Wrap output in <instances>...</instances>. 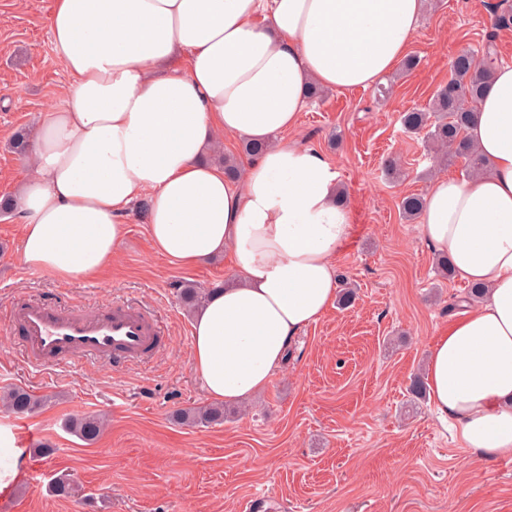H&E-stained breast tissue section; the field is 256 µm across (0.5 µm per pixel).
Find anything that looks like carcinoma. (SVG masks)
I'll list each match as a JSON object with an SVG mask.
<instances>
[{
	"label": "carcinoma",
	"instance_id": "cac0c4a2",
	"mask_svg": "<svg viewBox=\"0 0 512 512\" xmlns=\"http://www.w3.org/2000/svg\"><path fill=\"white\" fill-rule=\"evenodd\" d=\"M496 60L494 34H488L483 47V60L463 51L450 63V77L430 100L427 109H413L401 116L402 126L407 133L426 131V139L435 150V160L448 162L462 159L470 172L479 173L486 163L466 137V129L473 116L474 104L484 92L487 66ZM424 199L409 195L402 199L400 207L403 216L411 220L423 207ZM8 409L15 414H31L44 406L49 397L37 396L23 387H15L3 396ZM172 419L186 426H208L224 422V407H188L175 411ZM68 430L79 440L93 442L103 431V421L97 415L72 418Z\"/></svg>",
	"mask_w": 512,
	"mask_h": 512
}]
</instances>
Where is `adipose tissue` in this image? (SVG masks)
<instances>
[{"instance_id":"obj_1","label":"adipose tissue","mask_w":512,"mask_h":512,"mask_svg":"<svg viewBox=\"0 0 512 512\" xmlns=\"http://www.w3.org/2000/svg\"><path fill=\"white\" fill-rule=\"evenodd\" d=\"M425 4L55 0L52 48L71 81L38 122L13 202L23 263L64 282L100 274L147 198L160 255L192 267L230 254L236 279L199 310L192 358L211 400H250L333 307L334 259L353 232L336 172L286 133L309 85L381 83ZM178 53L186 68L171 66ZM229 135L267 144L239 179L202 160ZM468 137L486 172L435 177L418 228L486 294L436 336L425 380L459 447L495 459L512 456V64L491 68Z\"/></svg>"}]
</instances>
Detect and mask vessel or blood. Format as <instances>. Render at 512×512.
Wrapping results in <instances>:
<instances>
[{
  "label": "vessel or blood",
  "instance_id": "b4317fda",
  "mask_svg": "<svg viewBox=\"0 0 512 512\" xmlns=\"http://www.w3.org/2000/svg\"><path fill=\"white\" fill-rule=\"evenodd\" d=\"M8 330L35 367L92 358L115 368L164 343L152 311L121 300L86 313L50 299H18L8 310Z\"/></svg>",
  "mask_w": 512,
  "mask_h": 512
}]
</instances>
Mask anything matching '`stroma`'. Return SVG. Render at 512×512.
<instances>
[{"instance_id": "obj_1", "label": "stroma", "mask_w": 512, "mask_h": 512, "mask_svg": "<svg viewBox=\"0 0 512 512\" xmlns=\"http://www.w3.org/2000/svg\"><path fill=\"white\" fill-rule=\"evenodd\" d=\"M499 2L428 0L408 48L419 64L387 76L386 98L371 87L330 90L300 112L289 139L319 152L347 194L354 229L335 269L358 298L306 327L268 388L225 405L223 423L191 428L171 413L210 403L192 365L194 316L180 290L229 282L225 257L195 268L169 263L154 251L137 204L123 218L127 234L111 267L62 283L22 262V218L0 212V394L24 387L49 399L25 416L0 406V426L37 429L38 444L53 448L48 457L31 453L38 475L18 484L19 512H246L255 499L256 512H512V458L480 460L457 448L428 399L409 391L467 285L440 275L417 222L400 210L434 177L465 175L459 161L433 166L424 136L405 133L400 116L427 107L451 59L480 49L488 33L498 59L512 63V25L491 27ZM52 4L0 0V196H16L27 176L11 141L33 134L69 80L52 52ZM389 157L401 178L387 176ZM20 296L90 313L121 296L156 312L168 345L118 368L81 360L34 369L6 332ZM96 414L107 425L93 443L63 427ZM65 474L72 493L53 494L51 483Z\"/></svg>"}]
</instances>
